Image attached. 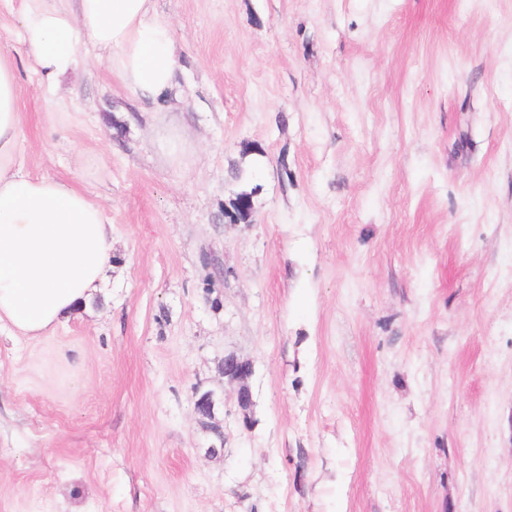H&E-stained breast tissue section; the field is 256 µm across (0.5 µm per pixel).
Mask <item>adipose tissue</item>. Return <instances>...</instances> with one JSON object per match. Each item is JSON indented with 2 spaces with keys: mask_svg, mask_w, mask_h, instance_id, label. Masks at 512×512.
I'll return each mask as SVG.
<instances>
[{
  "mask_svg": "<svg viewBox=\"0 0 512 512\" xmlns=\"http://www.w3.org/2000/svg\"><path fill=\"white\" fill-rule=\"evenodd\" d=\"M20 22L25 57L0 54V326L39 338L101 302L112 226L83 192L19 162L17 68L31 66L55 93L79 65L83 36L122 85L156 101L172 85L173 37L153 0H23Z\"/></svg>",
  "mask_w": 512,
  "mask_h": 512,
  "instance_id": "1",
  "label": "adipose tissue"
}]
</instances>
